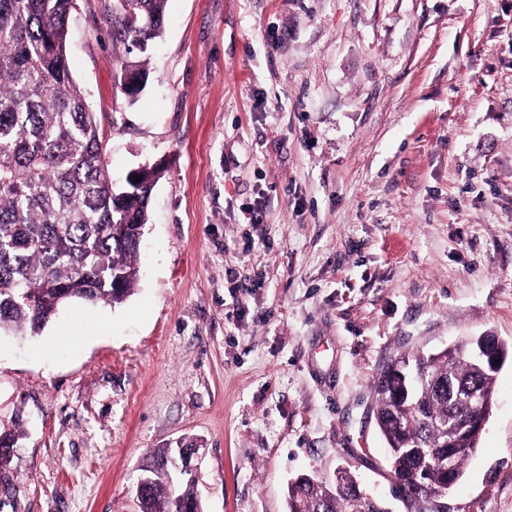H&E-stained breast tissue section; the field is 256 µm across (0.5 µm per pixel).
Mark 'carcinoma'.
<instances>
[{
  "label": "carcinoma",
  "instance_id": "obj_1",
  "mask_svg": "<svg viewBox=\"0 0 512 512\" xmlns=\"http://www.w3.org/2000/svg\"><path fill=\"white\" fill-rule=\"evenodd\" d=\"M115 41L136 57L121 61L120 86L134 100L151 72L144 56L164 31L166 0H115ZM74 0H0V330L38 334L74 302L123 304L136 282V260L148 222L157 166L131 171L112 186L103 135L75 83L67 54ZM141 181L134 182L135 178ZM468 336L434 355L404 353L399 360L427 370L413 404L400 408V381L381 372L374 382L376 424L384 437L395 488L416 502L412 512H441L433 503L464 475L481 431L460 426L448 452L437 426L453 410L465 416L460 394L493 400L495 372L479 369ZM173 446L150 455L140 512H175L197 505V480L160 462ZM345 474L329 486L309 475L288 485L287 512H386L377 499L356 498Z\"/></svg>",
  "mask_w": 512,
  "mask_h": 512
}]
</instances>
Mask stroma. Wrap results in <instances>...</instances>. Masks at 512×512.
<instances>
[{"instance_id":"35a3bbf8","label":"stroma","mask_w":512,"mask_h":512,"mask_svg":"<svg viewBox=\"0 0 512 512\" xmlns=\"http://www.w3.org/2000/svg\"><path fill=\"white\" fill-rule=\"evenodd\" d=\"M112 0L68 55L114 183L157 164L139 276L0 333V512H139L148 454L201 444L204 512H286L339 471L409 512L374 380L512 346V0H167L135 102ZM446 512H512V359Z\"/></svg>"}]
</instances>
